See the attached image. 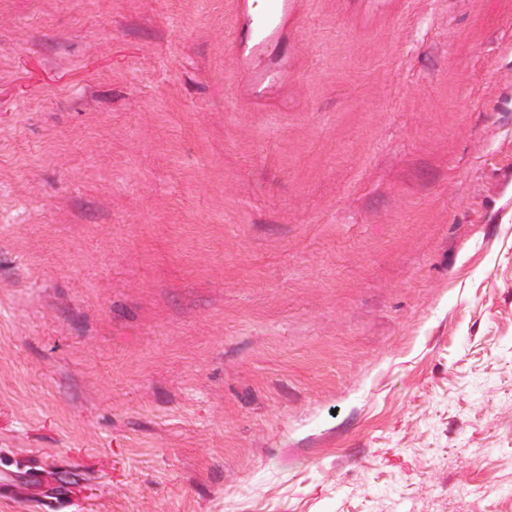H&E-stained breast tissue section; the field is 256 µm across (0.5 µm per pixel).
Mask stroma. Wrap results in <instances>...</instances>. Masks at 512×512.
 Masks as SVG:
<instances>
[{
    "label": "stroma",
    "mask_w": 512,
    "mask_h": 512,
    "mask_svg": "<svg viewBox=\"0 0 512 512\" xmlns=\"http://www.w3.org/2000/svg\"><path fill=\"white\" fill-rule=\"evenodd\" d=\"M0 0V512H512V0Z\"/></svg>",
    "instance_id": "1"
}]
</instances>
